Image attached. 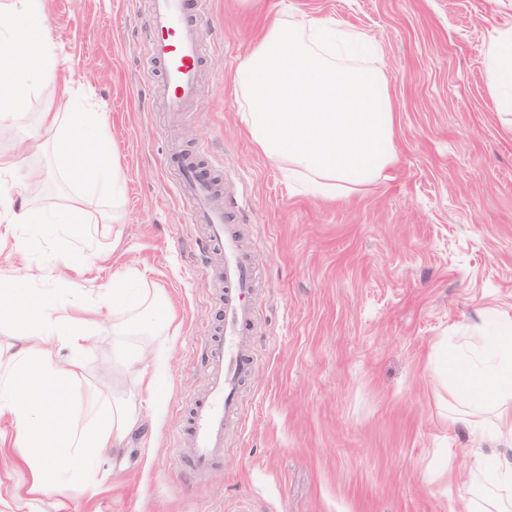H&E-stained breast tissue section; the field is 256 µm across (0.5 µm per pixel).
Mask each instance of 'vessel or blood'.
Instances as JSON below:
<instances>
[{
  "mask_svg": "<svg viewBox=\"0 0 512 512\" xmlns=\"http://www.w3.org/2000/svg\"><path fill=\"white\" fill-rule=\"evenodd\" d=\"M151 52L160 72L159 88L170 112L193 111L205 41L202 18L190 15L187 0H151ZM179 189L189 201L195 223L206 225L203 250L223 257V322L207 336L208 386L197 396L179 436L197 472L208 471L224 451V424L238 412L239 386L249 374L253 356L247 338L254 334L251 305L255 273L245 257L231 214L235 205L216 201V189L204 179L195 161L179 163Z\"/></svg>",
  "mask_w": 512,
  "mask_h": 512,
  "instance_id": "vessel-or-blood-1",
  "label": "vessel or blood"
}]
</instances>
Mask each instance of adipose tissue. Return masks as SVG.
<instances>
[{"instance_id":"obj_1","label":"adipose tissue","mask_w":512,"mask_h":512,"mask_svg":"<svg viewBox=\"0 0 512 512\" xmlns=\"http://www.w3.org/2000/svg\"><path fill=\"white\" fill-rule=\"evenodd\" d=\"M44 0H10L8 22H0V129L11 126L38 81L54 77L47 37L36 20ZM372 40L334 20L274 16L241 60L235 79L240 114L258 151L281 163L289 180L303 182L322 198L360 192L374 184L394 161L397 114L380 72L346 65L345 57L374 51ZM489 92L502 117L512 123V18L497 26L485 58ZM104 119L98 112L43 113L40 134L0 153V240L17 224H43L46 213L11 185H39L41 170L23 169L24 158L52 145L55 167L75 185L61 211L65 224L87 234L119 224V208H90L91 196L120 199L123 183L106 146L98 142ZM133 275L115 271L112 286L74 299L64 296L66 279L55 276V301L45 304L42 272L25 279L0 278V324L25 337L9 358L10 374L0 382V418H9L31 450L33 487H56L59 449H73L71 462L87 471L72 485L76 494L93 491L102 476L91 466L124 450L127 437L143 423L132 402L102 411L96 392L80 405L69 395L81 366L61 364L60 348L88 349L93 330L111 318L116 336L151 335L159 321L162 296L154 288L130 289ZM448 373V397L460 405L456 418L473 459L471 484L484 512H512V458L483 462L488 446L512 447V318L503 317L493 338L477 337L450 350L439 364Z\"/></svg>"}]
</instances>
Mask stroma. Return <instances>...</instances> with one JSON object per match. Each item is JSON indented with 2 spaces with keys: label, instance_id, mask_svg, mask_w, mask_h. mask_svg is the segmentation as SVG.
<instances>
[{
  "label": "stroma",
  "instance_id": "stroma-1",
  "mask_svg": "<svg viewBox=\"0 0 512 512\" xmlns=\"http://www.w3.org/2000/svg\"><path fill=\"white\" fill-rule=\"evenodd\" d=\"M55 78L40 82L0 152L40 112L98 107L124 179V221L85 239L68 224H23L24 263L59 268L75 292L142 273L169 325L136 337L152 388L117 360L111 321L83 356L81 389L103 408L135 397L143 428L102 458L108 481L60 502L30 490L29 450L11 420L0 499L19 512H475L467 439L448 420L434 361L447 340L512 316V128L488 90L485 53L502 0H209L210 36L190 119L167 111L149 44V0H46ZM323 16L378 43L372 58L398 114L395 159L369 190L336 200L289 186L240 120L232 77L268 17ZM207 152L235 196L242 249L258 273L254 364L224 454L203 474L180 466L177 431L206 388L202 329L223 316L221 259L178 191L170 155Z\"/></svg>",
  "mask_w": 512,
  "mask_h": 512
}]
</instances>
